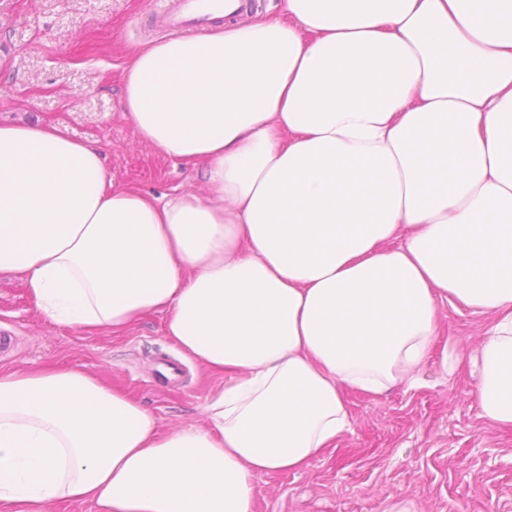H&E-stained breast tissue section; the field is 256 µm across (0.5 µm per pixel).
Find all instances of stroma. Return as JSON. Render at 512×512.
<instances>
[{
    "label": "stroma",
    "instance_id": "obj_1",
    "mask_svg": "<svg viewBox=\"0 0 512 512\" xmlns=\"http://www.w3.org/2000/svg\"><path fill=\"white\" fill-rule=\"evenodd\" d=\"M167 0H0V121L54 123L95 144L109 177L157 197L202 190L196 174L156 154L121 103L131 53L174 37L155 26ZM441 332L414 387L381 396L345 389L350 430L299 472L256 480L254 512H512V426L480 416L469 358L490 316L441 303ZM151 314L125 335L84 334L44 320L19 277L0 275V333L16 349L0 371L75 366L131 394L163 428L201 422L221 377L200 368ZM453 349L464 361L441 367Z\"/></svg>",
    "mask_w": 512,
    "mask_h": 512
}]
</instances>
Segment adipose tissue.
Wrapping results in <instances>:
<instances>
[{
	"mask_svg": "<svg viewBox=\"0 0 512 512\" xmlns=\"http://www.w3.org/2000/svg\"><path fill=\"white\" fill-rule=\"evenodd\" d=\"M121 102L204 192L0 122V272L86 333L163 313L224 382L165 430L82 369L0 372V512H254L350 430L343 388L414 385L449 297L492 317L477 406L512 426V0H284L133 51Z\"/></svg>",
	"mask_w": 512,
	"mask_h": 512,
	"instance_id": "1",
	"label": "adipose tissue"
}]
</instances>
